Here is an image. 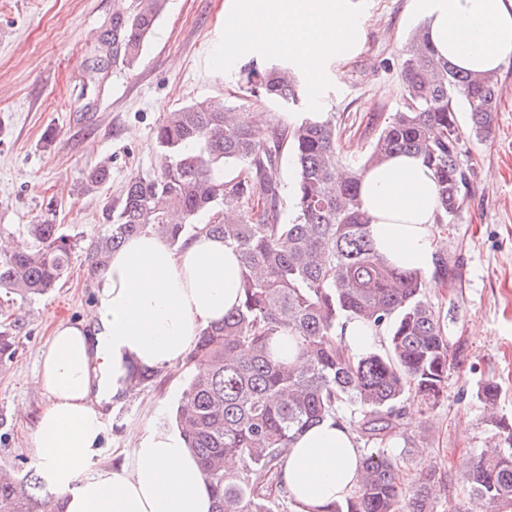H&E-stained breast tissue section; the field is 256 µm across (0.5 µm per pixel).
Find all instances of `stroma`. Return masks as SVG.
Listing matches in <instances>:
<instances>
[{"mask_svg": "<svg viewBox=\"0 0 512 512\" xmlns=\"http://www.w3.org/2000/svg\"><path fill=\"white\" fill-rule=\"evenodd\" d=\"M235 0H166L152 35L133 67L100 61L97 43L112 26L113 0H0V230L24 240V227L52 215L76 236L78 248L67 277L52 293L16 302L22 323L16 353L0 368V470L32 469L29 432L47 396L35 384L37 353L52 320L74 322L94 315L87 248L106 233L107 208L127 180L158 170L153 130L182 104L212 97L239 105L242 70L267 61L264 49L226 51L224 13ZM360 53L326 63L317 89L319 111L336 116L348 161L360 158L374 136L373 114L400 107L399 55L422 17L410 0H360ZM103 70L92 99L80 96L94 65ZM493 133L467 140L475 176L468 207L458 224L440 227L459 258L462 285L433 287L431 303H449L457 365L448 371L445 398L427 408L412 398L408 422L387 444L404 484L428 469L439 481L435 512H457L468 500L465 465L486 447L491 424L478 385L498 383L494 407L512 420V61L501 70ZM56 138L44 147L47 130ZM110 161L112 179L92 194L75 187L84 172ZM188 376L186 367L160 372L152 382L114 399L94 464L119 463V449L133 447L152 429L172 424L170 414Z\"/></svg>", "mask_w": 512, "mask_h": 512, "instance_id": "35a3bbf8", "label": "stroma"}]
</instances>
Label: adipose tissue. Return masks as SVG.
I'll return each mask as SVG.
<instances>
[{"mask_svg":"<svg viewBox=\"0 0 512 512\" xmlns=\"http://www.w3.org/2000/svg\"><path fill=\"white\" fill-rule=\"evenodd\" d=\"M435 50L463 72L501 71L512 52V0H412ZM354 0H238L224 15V41L261 45L287 58L317 88L325 62L360 49ZM360 196L371 237L390 264L434 267L438 194L417 157L399 153L368 168ZM240 261L223 238L205 232L178 245L153 232L130 237L93 272L92 319L58 322L39 353L35 382L47 395L31 456L65 503V512H211L209 487L178 429L150 431L120 465L92 466L105 405L126 388L129 363L173 369L200 330L238 307ZM360 453L334 421L294 441L280 471L290 497L326 512L351 493Z\"/></svg>","mask_w":512,"mask_h":512,"instance_id":"1","label":"adipose tissue"}]
</instances>
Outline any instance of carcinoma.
<instances>
[{"label": "carcinoma", "mask_w": 512, "mask_h": 512, "mask_svg": "<svg viewBox=\"0 0 512 512\" xmlns=\"http://www.w3.org/2000/svg\"><path fill=\"white\" fill-rule=\"evenodd\" d=\"M129 2L112 15L101 48L114 66L130 67L153 32L165 0ZM400 108L379 128L359 163L340 157V129L332 114L284 123L265 136L224 99L192 101L167 113L155 129L165 157L160 170L131 177L112 202V224L92 247L91 267L107 261L133 235L151 231L171 244L203 229L224 238L241 262L242 300L224 321L201 330L186 365L189 380L174 420L196 455L214 499V512H308L278 485L288 448L307 427L331 418L374 444L361 455L352 493L326 512H434L435 474L405 488L382 445L401 426L414 394L435 406L451 362L448 315L426 291L461 282L459 263L438 252L432 276L388 265L370 236V216L358 192L362 173L397 151L416 155L436 183L439 224H456L474 178L464 150L457 102L470 113L469 134L487 139L498 111V74H463L429 46L426 26L399 57ZM245 93L297 105L296 72L253 63ZM294 156V218H282L276 171L281 153ZM234 168L224 178V167ZM111 178L109 163L87 170L78 192L93 193ZM28 244L0 245V290L11 300L49 293L66 276L77 239L62 225H25ZM357 321L386 334L380 350L356 354L338 330ZM18 320L0 323V365L11 360ZM301 360L292 363L288 353ZM158 370L129 365L140 386ZM499 386H478L493 404ZM492 443L467 465L470 507L464 512H512V423L495 422ZM0 512H63L61 496L34 470L0 478Z\"/></svg>", "instance_id": "obj_1"}]
</instances>
